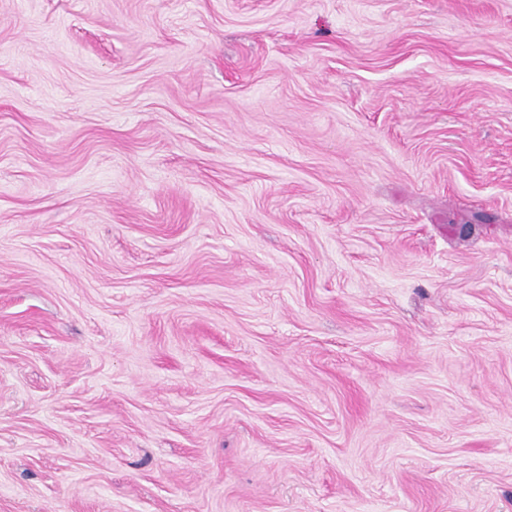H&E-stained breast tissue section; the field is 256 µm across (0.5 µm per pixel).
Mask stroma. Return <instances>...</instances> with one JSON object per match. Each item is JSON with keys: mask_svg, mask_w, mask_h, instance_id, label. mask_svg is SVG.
<instances>
[{"mask_svg": "<svg viewBox=\"0 0 512 512\" xmlns=\"http://www.w3.org/2000/svg\"><path fill=\"white\" fill-rule=\"evenodd\" d=\"M0 512H512V0H0Z\"/></svg>", "mask_w": 512, "mask_h": 512, "instance_id": "obj_1", "label": "stroma"}]
</instances>
